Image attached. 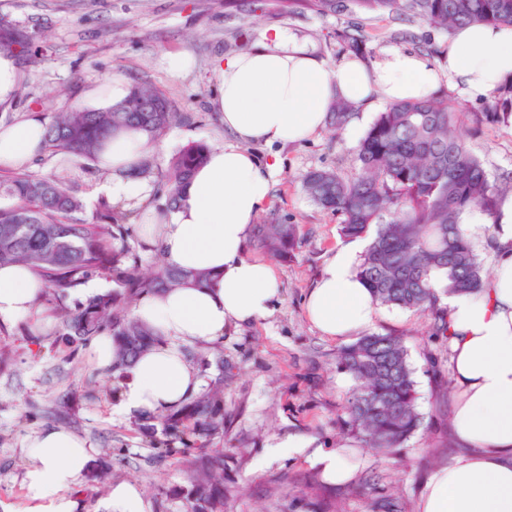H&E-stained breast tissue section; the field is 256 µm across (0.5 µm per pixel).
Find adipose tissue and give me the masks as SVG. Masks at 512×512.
Wrapping results in <instances>:
<instances>
[{"instance_id": "1", "label": "adipose tissue", "mask_w": 512, "mask_h": 512, "mask_svg": "<svg viewBox=\"0 0 512 512\" xmlns=\"http://www.w3.org/2000/svg\"><path fill=\"white\" fill-rule=\"evenodd\" d=\"M442 68L410 51L389 50L378 59L336 62L306 41L272 30L264 42L217 59L215 105L233 141L211 148L181 191L177 205L142 226L145 240L167 267L207 271L206 287L188 282L143 296L135 318L155 327L162 343L140 355L121 379L116 414L138 419L165 413L201 387L187 347H205L225 332L264 318L278 296L270 262L246 256V242L278 173L277 159L259 160L248 147L295 143L322 130L334 105H376L421 100L439 84L471 98L488 97L512 79V26L457 29L442 55ZM38 111L0 125V167L37 159L46 134ZM154 146L138 130L108 138L99 166L109 176L98 191L110 202L140 209L151 196L136 161ZM490 246L491 278L479 294L448 298V344L453 406L452 434L462 448L424 484L417 512H512V196L501 201ZM354 250H335L308 291L311 323L332 338L368 327L377 313L368 288L353 269ZM43 282L29 267H0V323L31 318ZM277 452L311 450L330 482L349 481L356 469L344 449L326 450L315 439L291 435ZM94 450L70 431L44 427L26 446V512H77L72 488L85 475Z\"/></svg>"}]
</instances>
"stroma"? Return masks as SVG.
I'll return each mask as SVG.
<instances>
[{
    "mask_svg": "<svg viewBox=\"0 0 512 512\" xmlns=\"http://www.w3.org/2000/svg\"><path fill=\"white\" fill-rule=\"evenodd\" d=\"M0 13L33 36L19 93L7 107L11 116L19 119L36 109L51 119L83 104L89 90L115 74L132 84L149 82L185 116L166 131L154 152L162 170L189 143L210 146L231 140L215 108L216 58L251 48L279 28L335 62L348 54L339 35L352 20L348 13L288 15L276 0H246L233 9L225 8L224 0H0ZM179 53L189 54L194 67L175 75L164 57ZM438 94L466 108L461 131L467 145L504 196H512V125H476L471 115L484 111L485 99L445 87ZM376 117L373 111L356 113L354 136L345 131L335 136L325 129L294 144L250 147L260 158L280 161L259 223L296 225L300 244L294 257L274 263L281 294L270 314L224 336V356L235 365L224 383V436L213 442L224 451V471L234 485L224 512H307L306 498L319 490L338 512H368L371 500L380 496L396 498L400 512H417L425 480L460 451L450 429L448 342L433 336L427 314L382 305L368 327L372 333L404 336L414 369L424 420L398 463L379 458L342 433L338 416L355 382L337 367L336 354L348 341L322 336L306 316L308 290L331 252L350 244L359 254L366 243L342 237L341 216L317 206L301 177L312 169L350 176L359 135ZM25 328L22 322L0 327V349L16 361L11 371L0 372V512H25V444L55 424L51 410L63 394L70 398L66 429L95 451L91 470L78 484L79 512H103L115 482H135L148 492L160 484H185L186 469L177 459L154 462V449L134 430L132 420L113 413L114 397L83 398V382L93 373L86 352L72 359L62 352H38L26 342ZM289 435L315 437L326 449L353 447L358 463L353 479L333 484L324 481L307 456L272 455L270 445ZM109 448L122 449L125 460L113 465L103 481L99 475Z\"/></svg>",
    "mask_w": 512,
    "mask_h": 512,
    "instance_id": "35a3bbf8",
    "label": "stroma"
}]
</instances>
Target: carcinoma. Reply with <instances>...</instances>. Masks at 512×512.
I'll return each instance as SVG.
<instances>
[{
  "label": "carcinoma",
  "instance_id": "1",
  "mask_svg": "<svg viewBox=\"0 0 512 512\" xmlns=\"http://www.w3.org/2000/svg\"><path fill=\"white\" fill-rule=\"evenodd\" d=\"M282 11L310 9L322 16L349 12L373 20L421 21L452 32L462 25H512V0H278ZM341 38L352 53L365 44L364 23L355 22ZM31 36L6 15H0V53L22 55ZM354 107L341 101L331 112L337 132ZM463 107L433 98L404 101L379 113L354 151V172L348 178L333 170L315 169L302 176L309 198L324 210L343 216L341 234L368 240L357 276L381 305L412 309L432 320L433 335L446 336L447 308L440 294H473L484 287L483 261L462 228L465 216L478 212L491 224L501 189L490 180L479 158L457 133ZM478 122L512 119V81L492 94ZM185 120L165 93L137 83L129 97L105 112L74 109L57 112L43 142V155L84 159L91 163L102 139L121 128H135L159 141L169 127ZM207 147H184L160 174L166 208L176 205L181 187L205 159ZM256 245L281 259L292 256L297 230L292 224H257ZM132 213L106 202L87 215L85 201L64 178L35 175L28 167L0 178V267L24 263L38 272L44 290L38 308L57 320L47 332L28 330L30 343L50 350L65 347L69 356L96 336L112 337L117 363L130 367L136 357L162 337L130 311L142 296L175 288L187 281L199 286L208 273H184L159 267L143 269ZM95 280L106 287L89 296L83 289ZM187 357L208 383L173 412L136 422L139 433L157 450V458L177 456L188 468L186 484L156 487L162 500L178 497L184 512H224L232 492L225 477L224 454L209 442L224 436V381L233 365L224 346L189 348ZM337 363L355 381L343 410L347 434L382 456H395L421 428L418 392L403 336L370 333L342 348Z\"/></svg>",
  "mask_w": 512,
  "mask_h": 512
}]
</instances>
